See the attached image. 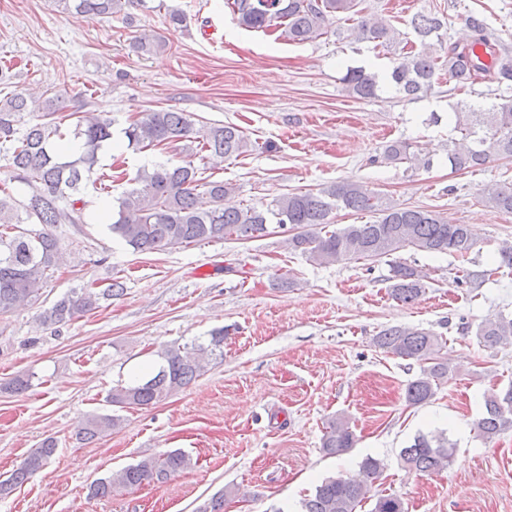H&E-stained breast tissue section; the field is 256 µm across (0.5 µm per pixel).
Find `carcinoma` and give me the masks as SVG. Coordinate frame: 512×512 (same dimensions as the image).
Instances as JSON below:
<instances>
[{
    "label": "carcinoma",
    "instance_id": "obj_1",
    "mask_svg": "<svg viewBox=\"0 0 512 512\" xmlns=\"http://www.w3.org/2000/svg\"><path fill=\"white\" fill-rule=\"evenodd\" d=\"M132 0H53L64 10L112 18L124 13ZM228 6L241 26L255 31L272 28L291 43H305L320 35L330 19L344 14L351 22V35L357 41L388 46L398 31L382 20L358 9V0H230ZM467 26L475 33L465 46L452 43L445 55L434 50L442 44V19L435 14H415L410 26L420 39V49L393 63L385 82L411 100L432 90L439 68L448 67L455 88L463 89L480 75L494 73L499 80H512V48L491 41L484 19L470 15ZM379 74L351 68L343 77L348 91L358 98L376 95ZM38 113L36 121L25 116ZM454 129L461 137L452 139L448 166L454 171L486 165L493 157L512 158V102L493 104L475 110L456 105ZM114 120L103 114L69 111L66 100L57 96L33 97L13 93L0 98V156L12 171V178L25 184L29 194L24 201L8 193L0 197V315L15 311L38 297L56 265L58 243L47 231L55 224H81L87 201L85 182L112 194V175L102 171L100 154L112 142ZM127 147L155 149L173 142L224 158L249 151L250 142L235 126L206 124L191 113L171 109H150L122 129ZM384 160L407 163L412 168L431 166L420 161L407 142L396 141L384 152ZM206 167L191 159L179 163L140 168L128 180L112 208V234L137 252H156L186 247L202 241L251 240L265 236L267 226H290L295 233L288 248L300 250L322 264L348 257L374 260L400 249L412 247L431 253H452L461 258L476 242L467 224H452L439 213L422 207L397 204L367 186L342 181L306 193H288L264 208L232 205L226 198L232 185L205 175ZM207 194L212 206L201 211L196 197ZM486 207L512 213V184H494L482 191ZM339 209L370 213L365 224L332 227L331 214ZM425 275L407 265L392 267L390 295L409 304L420 297ZM123 284L114 279L103 290L92 286L74 288L45 309L39 320L47 326H61L96 309L102 297H118ZM476 336L486 346L512 343V316L499 315L480 323ZM224 331L211 335L209 343L170 346L160 352L163 364L150 378L135 384L112 387L107 399L112 405L144 408L161 402L191 384L206 358L221 349ZM374 344L383 352L411 359L420 365L419 374L405 389L410 405L431 400L448 379V359L441 356L447 341L424 329L391 326L382 329ZM485 413L476 423L479 435L492 440L512 429V383L485 395ZM120 424L113 415H94L81 421L75 430L78 441H92ZM356 436L341 417L328 420L322 448L328 455H340L352 448ZM56 451V440L45 439L25 460L0 480V496L10 494L48 464ZM444 433L419 435L402 449L404 465L423 474L440 470L452 461ZM191 458L180 449L141 459L117 474L90 486L91 495L110 497L118 488H135L143 483H163L188 468ZM384 464L368 457L352 476L328 478L317 485L303 501V512H362L374 501L370 512H402L401 499L394 494L371 495L382 476Z\"/></svg>",
    "mask_w": 512,
    "mask_h": 512
}]
</instances>
